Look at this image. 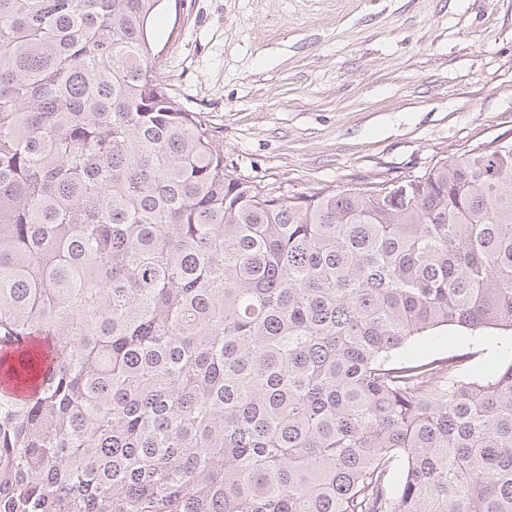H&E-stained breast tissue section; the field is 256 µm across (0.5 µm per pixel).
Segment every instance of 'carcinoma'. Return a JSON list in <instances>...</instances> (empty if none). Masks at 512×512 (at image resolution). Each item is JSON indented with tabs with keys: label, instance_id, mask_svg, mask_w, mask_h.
Segmentation results:
<instances>
[{
	"label": "carcinoma",
	"instance_id": "cac0c4a2",
	"mask_svg": "<svg viewBox=\"0 0 512 512\" xmlns=\"http://www.w3.org/2000/svg\"><path fill=\"white\" fill-rule=\"evenodd\" d=\"M161 0H0V512H512V139L283 195L156 75ZM416 351L424 359L465 355L467 375L487 373L496 363L501 362L494 347L484 340L463 336L458 330L448 328L436 336L420 340L415 345ZM468 358V359H467Z\"/></svg>",
	"mask_w": 512,
	"mask_h": 512
}]
</instances>
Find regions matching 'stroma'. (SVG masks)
Segmentation results:
<instances>
[{
	"mask_svg": "<svg viewBox=\"0 0 512 512\" xmlns=\"http://www.w3.org/2000/svg\"><path fill=\"white\" fill-rule=\"evenodd\" d=\"M157 74L242 177L288 193L419 175L512 139V0H164ZM426 359L498 354L455 329Z\"/></svg>",
	"mask_w": 512,
	"mask_h": 512,
	"instance_id": "35a3bbf8",
	"label": "stroma"
}]
</instances>
